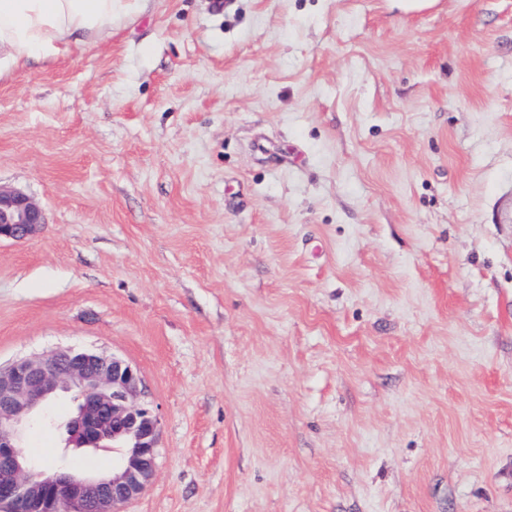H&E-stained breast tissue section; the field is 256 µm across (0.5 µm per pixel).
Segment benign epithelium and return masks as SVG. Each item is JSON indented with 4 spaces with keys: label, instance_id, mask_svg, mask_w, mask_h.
Listing matches in <instances>:
<instances>
[{
    "label": "benign epithelium",
    "instance_id": "benign-epithelium-1",
    "mask_svg": "<svg viewBox=\"0 0 512 512\" xmlns=\"http://www.w3.org/2000/svg\"><path fill=\"white\" fill-rule=\"evenodd\" d=\"M43 210L25 193L0 186V240L41 231ZM74 393V409L55 424L62 451H110L108 475L36 471L22 452L43 406ZM160 418L139 369L106 351L59 348L0 367V512H122L153 478Z\"/></svg>",
    "mask_w": 512,
    "mask_h": 512
}]
</instances>
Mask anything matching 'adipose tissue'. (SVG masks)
Here are the masks:
<instances>
[{
  "label": "adipose tissue",
  "instance_id": "adipose-tissue-1",
  "mask_svg": "<svg viewBox=\"0 0 512 512\" xmlns=\"http://www.w3.org/2000/svg\"><path fill=\"white\" fill-rule=\"evenodd\" d=\"M121 0H0V74L32 58L69 55L112 32Z\"/></svg>",
  "mask_w": 512,
  "mask_h": 512
}]
</instances>
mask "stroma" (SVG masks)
I'll list each match as a JSON object with an SVG mask.
<instances>
[{"instance_id":"1","label":"stroma","mask_w":512,"mask_h":512,"mask_svg":"<svg viewBox=\"0 0 512 512\" xmlns=\"http://www.w3.org/2000/svg\"><path fill=\"white\" fill-rule=\"evenodd\" d=\"M129 0L0 76V365L136 364L124 512H512V0ZM43 210L25 193L0 186V241H23L41 231Z\"/></svg>"}]
</instances>
